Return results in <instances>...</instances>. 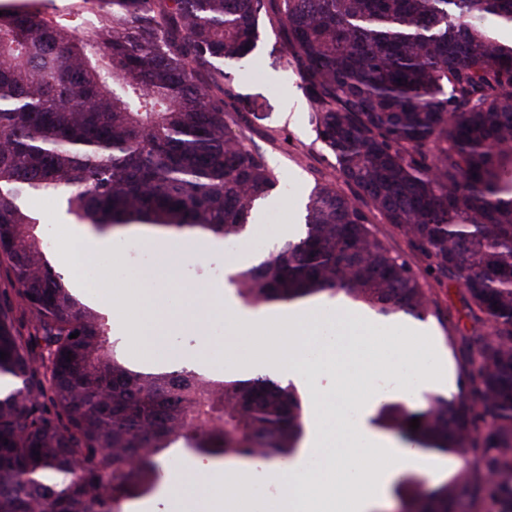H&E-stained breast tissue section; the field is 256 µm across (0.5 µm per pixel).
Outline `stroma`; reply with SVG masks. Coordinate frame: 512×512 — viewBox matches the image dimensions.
<instances>
[{"label":"stroma","instance_id":"obj_1","mask_svg":"<svg viewBox=\"0 0 512 512\" xmlns=\"http://www.w3.org/2000/svg\"><path fill=\"white\" fill-rule=\"evenodd\" d=\"M282 38L280 29L263 25L249 63L233 70L234 96L228 107L234 117L231 130L266 158L278 179L276 189L258 204L243 235L221 240L218 248L205 253L198 251L196 239L173 238L171 249L180 257L174 265L158 254L151 236L136 229L112 236L108 251L77 266L59 262V249L49 252L55 269L70 280L79 294L89 298L100 287L115 288L114 299L118 302L139 289L154 288L162 294L163 309L177 313L195 294L208 296L213 312L201 327L169 329L166 347L140 359L135 356L138 343L130 338L124 321L115 313H108L111 336L117 339L119 353L128 363L186 367L208 377H220L226 363L245 360L249 348L239 340L232 324V311L241 305L227 282L232 259L242 258L247 266L257 264L275 245L299 236L304 230L307 196L315 185L328 184L347 195L353 192L340 177L332 156L316 139L315 107L302 86L297 64L276 48ZM372 221L385 244L409 260L419 273L432 305L430 314L418 327L434 348L441 371L458 374L473 332L464 289L455 283L436 281L404 237L384 224L380 216H373ZM130 243L137 246V253L127 251ZM216 466V461L175 451L164 466L160 483L129 500L124 512H172L168 496L172 479ZM296 466L305 471L312 468L305 449H298L290 459H273L256 468L252 490L257 506H264L280 489L279 483L268 478V469L285 473Z\"/></svg>","mask_w":512,"mask_h":512}]
</instances>
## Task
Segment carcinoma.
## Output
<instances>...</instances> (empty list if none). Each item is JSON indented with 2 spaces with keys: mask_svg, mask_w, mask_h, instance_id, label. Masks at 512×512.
<instances>
[{
  "mask_svg": "<svg viewBox=\"0 0 512 512\" xmlns=\"http://www.w3.org/2000/svg\"><path fill=\"white\" fill-rule=\"evenodd\" d=\"M98 2L0 0V512H123L178 442L269 461L303 433L296 388L268 374L125 364L42 247L32 194L99 234L224 240L277 185L228 132L227 67L256 48L266 0ZM268 23L356 195L314 186L304 234L228 282L250 307L340 298L422 321L430 299L377 211L493 336L474 332L457 394L380 404L379 426L461 461L435 487L407 479L405 512H455L463 496L470 512L488 499L512 512V40L497 34L512 0H279Z\"/></svg>",
  "mask_w": 512,
  "mask_h": 512,
  "instance_id": "cac0c4a2",
  "label": "carcinoma"
}]
</instances>
